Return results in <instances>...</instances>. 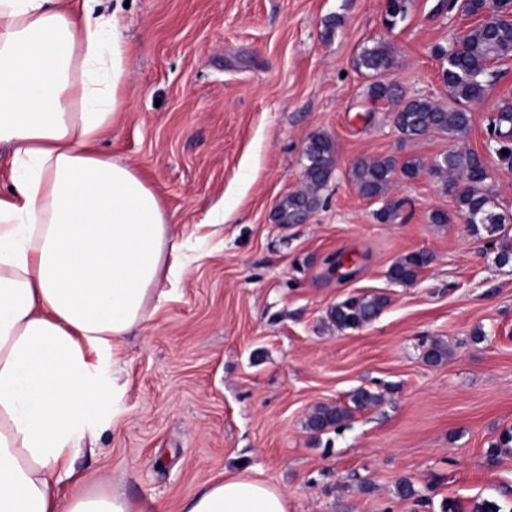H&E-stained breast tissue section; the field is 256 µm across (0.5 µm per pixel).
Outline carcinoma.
<instances>
[{
    "label": "carcinoma",
    "instance_id": "cac0c4a2",
    "mask_svg": "<svg viewBox=\"0 0 512 512\" xmlns=\"http://www.w3.org/2000/svg\"><path fill=\"white\" fill-rule=\"evenodd\" d=\"M434 56L441 61L440 74L448 89L451 105H438L425 98L405 99L400 89L384 81L393 67L390 47L377 44L366 47L358 59V66L371 72L377 81L370 84L368 94L378 100H400L401 109L393 117L395 128L406 141H415L424 135L440 131L450 139L463 138L471 124V108L482 103L494 85L492 62L512 57V25L499 23L496 29L483 21L466 32L448 50L442 46L433 48ZM489 130L498 136V147L508 151L500 160L512 167V109L504 107L493 113ZM331 142L322 136L310 139L305 156L304 170L307 191L285 197L276 212L280 224H299L319 205V191L326 185L334 166ZM426 172L438 178L456 205V214L473 218L467 225L469 232L485 231L497 250V262L506 265L512 261V237L504 232L506 218L497 212L496 196L488 184L490 178L482 155L470 149L452 148L440 158L427 164L418 158L398 162L393 157L378 160H356L350 169L352 182L362 197L383 201L374 212L377 221L393 222L402 203L388 197L396 176L413 179ZM430 261L421 251L409 253L397 260L389 269V278L398 284L413 283L418 272ZM385 300L379 296L348 297L327 313L329 322L338 331L359 329L376 319L384 310ZM448 349L440 342L425 345L424 357L430 364H438L447 357ZM349 412L338 405L323 404L315 408L307 420L313 432H323L341 425Z\"/></svg>",
    "mask_w": 512,
    "mask_h": 512
}]
</instances>
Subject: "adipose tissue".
Masks as SVG:
<instances>
[{"mask_svg":"<svg viewBox=\"0 0 512 512\" xmlns=\"http://www.w3.org/2000/svg\"><path fill=\"white\" fill-rule=\"evenodd\" d=\"M100 5L0 0V512H142L117 489L61 492L98 452L103 397L125 398V338L184 268L152 188L93 150L123 108L128 49ZM184 512H288V497L228 472Z\"/></svg>","mask_w":512,"mask_h":512,"instance_id":"adipose-tissue-1","label":"adipose tissue"}]
</instances>
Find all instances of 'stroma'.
<instances>
[{
  "instance_id": "35a3bbf8",
  "label": "stroma",
  "mask_w": 512,
  "mask_h": 512,
  "mask_svg": "<svg viewBox=\"0 0 512 512\" xmlns=\"http://www.w3.org/2000/svg\"><path fill=\"white\" fill-rule=\"evenodd\" d=\"M410 0L395 28L385 0H129L125 111L99 153L133 166L156 193L188 267L128 336V393L96 456L75 465L92 492L121 489L143 512H182L224 472L278 487L289 512H473L488 501L512 512V451L488 452L512 429V263L485 237L434 224L454 212L441 183L399 179L398 218L375 220L378 200L351 181L360 158L416 156L453 148L433 132L403 140L393 102L367 94L356 60L387 43L388 75L407 96L445 105L435 46L451 47L476 20ZM472 110L464 144L483 151L491 111L512 104V57ZM331 140L335 167L303 224L274 219L303 186L311 137ZM431 263L409 286L390 281L401 256ZM340 254L351 276L329 270ZM387 305L356 330L326 323L349 296ZM449 353L427 363L422 343ZM367 389L378 405L352 409L341 429L305 422L322 403L350 407ZM409 478L417 497L398 496Z\"/></svg>"
}]
</instances>
